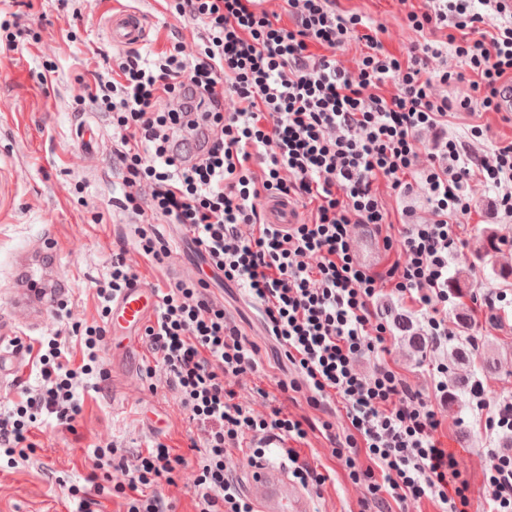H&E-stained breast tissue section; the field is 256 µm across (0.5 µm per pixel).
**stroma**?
Segmentation results:
<instances>
[{
    "instance_id": "1",
    "label": "stroma",
    "mask_w": 512,
    "mask_h": 512,
    "mask_svg": "<svg viewBox=\"0 0 512 512\" xmlns=\"http://www.w3.org/2000/svg\"><path fill=\"white\" fill-rule=\"evenodd\" d=\"M342 4L383 23L389 49L416 38L397 0H342ZM131 6L147 14L163 36L192 45V31L180 26L161 0H137L133 5L127 0H101L95 7L88 0H0V18L10 21L18 44L15 50L0 52V181L6 187L5 202L0 205V311L9 304L5 283L11 255L42 236L67 244L60 264L71 283L74 315L90 322L99 318L95 283L106 276L116 245L125 244L130 263L140 261L134 227L118 204L122 188L112 169V128L94 106L74 103L80 92L78 78L87 64L102 62L116 52L107 36V18ZM49 64L54 65V73H46ZM85 120L95 122L102 131L103 147L92 153L83 152L74 139L76 126ZM476 124L488 126L486 136L471 137L470 128ZM448 133L457 137L465 152L476 155L493 144L511 141L512 125L493 112L479 116L458 112L450 119ZM408 183V188L384 196L383 202L404 223L416 224L428 219V203L421 179L415 176ZM468 194L472 211L465 226V245L450 257L448 270L471 267L474 286L468 298L450 299L448 311L453 314L465 307L482 312L485 293H506V300L495 308L501 326L483 320L471 329L470 336L479 347L497 343L501 361L495 371L476 375V382L488 399L512 398V287H503L494 277L496 267L512 265V222L496 216L493 193L484 184L472 182ZM489 225L506 244L481 258L474 253L475 242ZM158 230L171 245V258L165 271L145 268L141 274L147 283L161 285L176 277L178 270L192 268L197 259L176 226L162 224ZM214 293L243 335L258 345L262 384L298 379L297 369L266 336L262 313L245 288L228 281L215 287ZM387 346L385 356L358 357L355 369L369 377L380 362H387L413 390L432 402L443 418L441 441L461 454L459 481L466 486V512H485L493 491L484 480V471L499 452L501 430L485 423L471 397H464L461 408L449 410L446 394L437 389L442 376L437 367L447 363V347L430 349L424 361L418 362L406 355L396 338H389ZM102 358L107 367L104 390L94 392L88 383L78 388L83 408L73 430L59 426L53 416L42 415L29 460L14 469L0 468V512H78L77 500L68 493L73 485L92 499L93 512H119L121 500L110 491L111 477L93 472V450L112 443L121 455L128 456L151 439L172 440L185 447L183 473L177 486L165 488L164 494L175 512H198L192 485L196 454L189 449L191 438L198 435L195 425L172 391L153 386L146 374L153 363L146 347L134 345L127 358L116 361L107 346ZM289 410L317 424H332L330 433L315 431L309 437V458L335 470L336 475L322 490L310 491L308 512H363L368 496L365 482L351 481L334 455L349 433L345 410H315L303 392L297 393Z\"/></svg>"
}]
</instances>
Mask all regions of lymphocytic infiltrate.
<instances>
[{
    "instance_id": "f902f5d3",
    "label": "lymphocytic infiltrate",
    "mask_w": 512,
    "mask_h": 512,
    "mask_svg": "<svg viewBox=\"0 0 512 512\" xmlns=\"http://www.w3.org/2000/svg\"><path fill=\"white\" fill-rule=\"evenodd\" d=\"M193 31L154 55L130 47L93 70L75 103H93L112 120V165L122 179V209L137 223L136 250L151 268L171 249L158 233L177 225L213 275L240 283L262 308L267 331L302 381L277 380L259 394L256 413L239 392L261 366L255 342L227 317L205 279L161 287L154 319L142 334L165 384L202 433L193 487L199 512H255L235 477V453L250 463L287 459L292 476L321 488L328 471L302 455L314 424L288 411L290 392L307 386L312 406L342 405L350 423L343 448L348 475L365 481L369 501L431 500L438 512H462L467 498L454 449L438 438L443 420L388 365L372 378L357 356L386 352V328L372 299L388 287L423 315L428 335L445 340L448 260L462 238L476 179L496 191V212L512 220V142L471 156L448 134L452 112H496L512 82V10L505 0H422L406 14L418 38L387 50L383 23L344 10L339 0H164ZM354 50L352 66L342 52ZM455 52L463 69L441 61ZM471 95L453 101L451 81ZM420 174L430 217L397 227L380 190H400ZM287 199L304 215L272 223L268 200ZM371 226L395 261L381 271L351 253L349 228ZM125 248L112 253L95 291L101 320L75 321L82 362L71 365L61 335L41 337V382L0 413V454L8 467L27 459L42 414L72 429L82 412L76 390L104 372L100 351L112 302L140 278ZM115 448H95V469L119 466L114 492L124 512H172L162 490L185 464L156 441L131 462ZM366 466H359V459ZM487 512H512V456H493Z\"/></svg>"
}]
</instances>
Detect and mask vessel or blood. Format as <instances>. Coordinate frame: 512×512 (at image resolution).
Listing matches in <instances>:
<instances>
[{
  "instance_id": "1",
  "label": "vessel or blood",
  "mask_w": 512,
  "mask_h": 512,
  "mask_svg": "<svg viewBox=\"0 0 512 512\" xmlns=\"http://www.w3.org/2000/svg\"><path fill=\"white\" fill-rule=\"evenodd\" d=\"M109 32L119 46L141 44L149 36L150 26L139 11L129 9L112 15ZM57 245L44 239L37 253L27 249L15 252L11 261L8 309L0 314V384H7L26 360V352L16 345L21 328H35L49 308L55 306L69 286L60 271ZM159 302L154 289L134 284L112 303L113 335L129 336L149 322ZM248 495L258 512H308L305 489L291 480L284 466L269 464L252 469Z\"/></svg>"
}]
</instances>
